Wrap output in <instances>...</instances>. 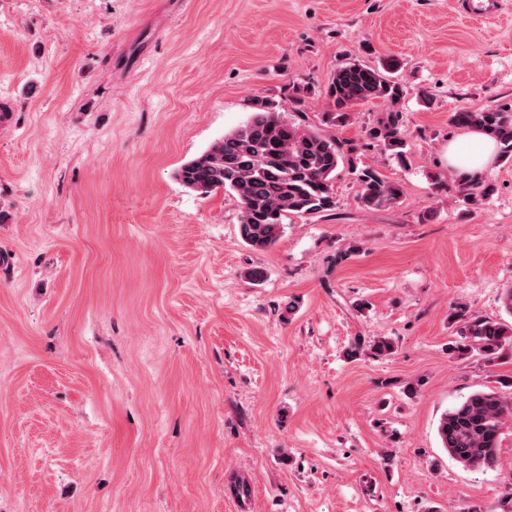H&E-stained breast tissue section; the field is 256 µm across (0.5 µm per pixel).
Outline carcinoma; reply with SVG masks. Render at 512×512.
Returning a JSON list of instances; mask_svg holds the SVG:
<instances>
[{"label": "carcinoma", "mask_w": 512, "mask_h": 512, "mask_svg": "<svg viewBox=\"0 0 512 512\" xmlns=\"http://www.w3.org/2000/svg\"><path fill=\"white\" fill-rule=\"evenodd\" d=\"M399 63L388 59L378 67L348 62L331 77L325 118L335 126H347L352 109L382 99L393 111L370 136L383 142L397 158L404 157L403 132L394 108L402 88L393 80ZM450 124L461 129H479L501 147V157L512 160V111L502 108H463L452 113ZM355 144L326 136L287 120L280 108L267 101L256 102L255 111L242 126L224 136L200 155L184 163L177 180L201 195L219 190L236 194L240 204L238 222L242 241L254 250L274 247L285 233L288 215H317L332 210L333 179L340 162L354 163ZM361 203L379 210L399 203L400 184L378 170L359 171ZM458 188L473 205L493 193L482 178L462 177ZM461 341L449 346L458 356H477L492 366L512 355V322L476 316L463 303L448 314ZM397 345L389 336L366 339L356 336L346 357L387 359ZM512 420V397L493 389H479L448 409L439 419L437 435L441 447L466 469H494L500 463V448L506 422Z\"/></svg>", "instance_id": "obj_1"}]
</instances>
